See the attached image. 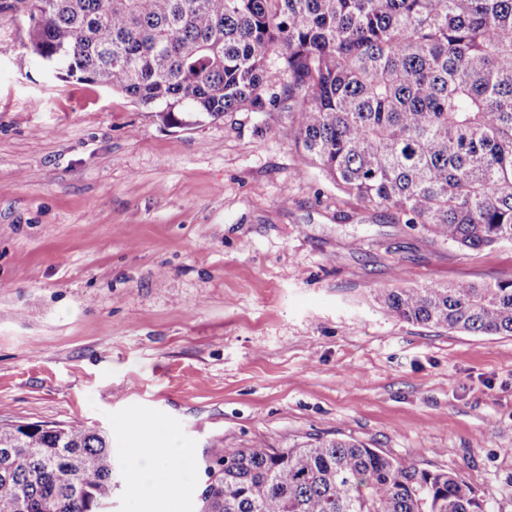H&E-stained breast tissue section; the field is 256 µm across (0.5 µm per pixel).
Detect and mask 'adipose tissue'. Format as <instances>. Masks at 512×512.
Segmentation results:
<instances>
[{"label":"adipose tissue","instance_id":"ef3b65f1","mask_svg":"<svg viewBox=\"0 0 512 512\" xmlns=\"http://www.w3.org/2000/svg\"><path fill=\"white\" fill-rule=\"evenodd\" d=\"M133 458L134 491L138 494L160 493L165 486L159 480L162 474H169V483L174 485L191 476L192 452L172 433L166 434L163 446L134 449Z\"/></svg>","mask_w":512,"mask_h":512}]
</instances>
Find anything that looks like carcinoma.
<instances>
[{
  "label": "carcinoma",
  "instance_id": "carcinoma-1",
  "mask_svg": "<svg viewBox=\"0 0 512 512\" xmlns=\"http://www.w3.org/2000/svg\"><path fill=\"white\" fill-rule=\"evenodd\" d=\"M60 78L171 127L262 112L277 56L295 144L346 195L465 252L512 246V0H0ZM386 314L512 336V280L388 288ZM198 512H486L450 472L346 439L215 448ZM110 439L0 423V512H104Z\"/></svg>",
  "mask_w": 512,
  "mask_h": 512
}]
</instances>
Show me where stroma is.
<instances>
[{
    "instance_id": "35a3bbf8",
    "label": "stroma",
    "mask_w": 512,
    "mask_h": 512,
    "mask_svg": "<svg viewBox=\"0 0 512 512\" xmlns=\"http://www.w3.org/2000/svg\"><path fill=\"white\" fill-rule=\"evenodd\" d=\"M0 14V420L112 440L107 512H197L201 475L134 494L130 449L355 439L512 512V336L389 317L386 288L512 280L341 192L262 112L181 130L56 79ZM145 421L131 438L129 419Z\"/></svg>"
}]
</instances>
